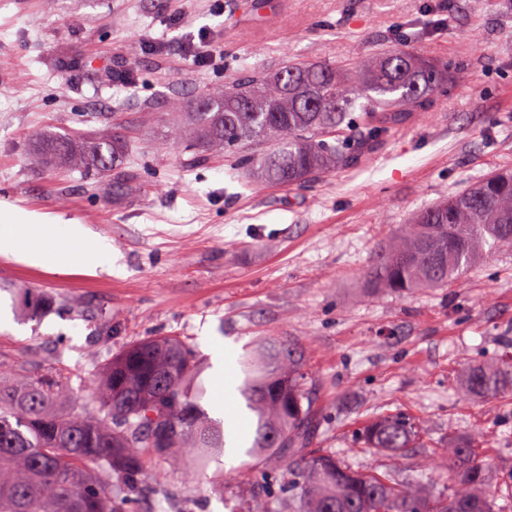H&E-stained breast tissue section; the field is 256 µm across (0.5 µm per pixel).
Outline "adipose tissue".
<instances>
[{
  "label": "adipose tissue",
  "instance_id": "ef3b65f1",
  "mask_svg": "<svg viewBox=\"0 0 512 512\" xmlns=\"http://www.w3.org/2000/svg\"><path fill=\"white\" fill-rule=\"evenodd\" d=\"M0 253L57 270L71 268L84 254L103 270L112 268L108 240L84 224L9 203L0 205Z\"/></svg>",
  "mask_w": 512,
  "mask_h": 512
}]
</instances>
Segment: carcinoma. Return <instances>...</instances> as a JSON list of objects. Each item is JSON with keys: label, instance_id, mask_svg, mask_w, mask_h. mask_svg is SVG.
Masks as SVG:
<instances>
[{"label": "carcinoma", "instance_id": "carcinoma-1", "mask_svg": "<svg viewBox=\"0 0 512 512\" xmlns=\"http://www.w3.org/2000/svg\"><path fill=\"white\" fill-rule=\"evenodd\" d=\"M447 78V69L405 46L352 67L297 62L211 90L201 96L206 110L186 113V124L226 152L256 145L238 164L263 182L296 185L355 164L381 144L390 121L429 110ZM264 143L272 149H260ZM47 151L70 164L89 157L103 172V161L114 167L124 156L116 140L85 148L67 136ZM504 247L512 249L511 169L417 212L400 240L376 253L367 288L446 286ZM199 365L195 347L175 336L130 343L97 367L89 410L62 370L24 374L0 363V512H127L154 459L185 465L187 483L198 482L225 453L221 420L199 404ZM245 365L258 373L240 387L257 418L246 454L288 466L297 512H512V470L493 482L472 436L448 435V468L431 495L400 469L379 474L332 452H307L320 434L317 380L296 345L271 344ZM463 384L477 398L512 392V354L471 364ZM357 440L394 463L427 447L401 412L373 417Z\"/></svg>", "mask_w": 512, "mask_h": 512}]
</instances>
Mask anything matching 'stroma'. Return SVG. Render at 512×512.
<instances>
[{
  "label": "stroma",
  "mask_w": 512,
  "mask_h": 512,
  "mask_svg": "<svg viewBox=\"0 0 512 512\" xmlns=\"http://www.w3.org/2000/svg\"><path fill=\"white\" fill-rule=\"evenodd\" d=\"M201 32L217 64L195 63ZM149 36L154 48H142ZM401 44L461 77L354 166L246 187L223 150L167 142L188 102L241 74L346 65ZM124 70L133 84L115 82ZM43 135L114 136L127 153L104 175L51 168ZM501 168L512 169V0H284L270 15L224 0L220 16L210 0H0V202L78 220L113 258L108 271L61 272L0 254V359L58 364L83 397L109 352L178 336L202 355L207 407L208 343L242 357L291 340L318 381L313 451L376 467L355 430L400 411L441 443L452 431L478 436L493 467L512 466V393L476 400L460 385L512 337V252L441 288L365 286L377 250L414 214ZM26 288L49 298L33 317ZM152 468L134 512H247L253 496L288 512L293 478L274 457L237 497L220 488L234 468L192 488L166 461Z\"/></svg>",
  "instance_id": "35a3bbf8"
}]
</instances>
